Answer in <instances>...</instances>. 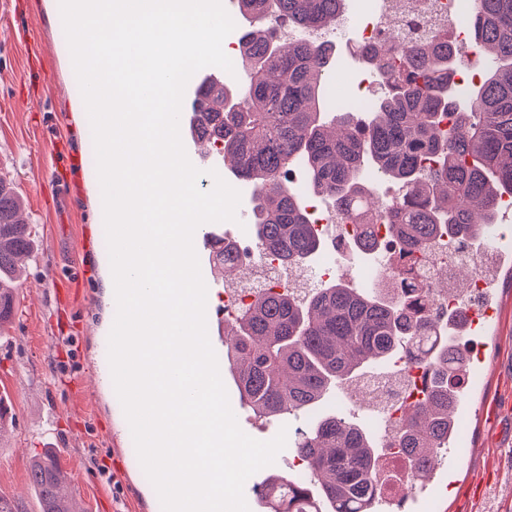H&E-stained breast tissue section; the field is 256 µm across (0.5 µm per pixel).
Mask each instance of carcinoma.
<instances>
[{"label": "carcinoma", "mask_w": 512, "mask_h": 512, "mask_svg": "<svg viewBox=\"0 0 512 512\" xmlns=\"http://www.w3.org/2000/svg\"><path fill=\"white\" fill-rule=\"evenodd\" d=\"M470 2L472 37L492 60L470 96L458 94L460 53L441 35L408 49L399 70L380 46L360 51L383 84L360 115L334 109L326 93L336 44L321 33L345 19L349 0H239L240 15L259 24L242 36L235 71L244 76L200 87L222 111L197 134L221 145L234 178L250 190L259 252L292 269L329 245L302 194L285 182L293 166L303 168L311 193L354 221L346 244L353 256L375 258L382 249L371 173L401 190L386 210L400 250L484 243L503 197L512 198V0ZM272 19L288 24L287 40L266 32ZM20 208L0 180V328L15 315L16 266L31 242ZM215 261L226 273L238 268L227 242ZM402 280L397 270L367 290L343 278L303 295L270 290L231 323V364L239 398L261 416L312 411L336 386L355 385L398 360L422 369V397L395 443L413 485L447 445L449 422L469 388L454 332L433 314L423 289L404 288ZM295 455L311 480L276 475L256 495L260 512H371L381 453L360 425L323 415L296 433ZM29 472L41 512H74L56 454L33 457Z\"/></svg>", "instance_id": "carcinoma-1"}]
</instances>
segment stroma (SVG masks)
<instances>
[{
    "instance_id": "35a3bbf8",
    "label": "stroma",
    "mask_w": 512,
    "mask_h": 512,
    "mask_svg": "<svg viewBox=\"0 0 512 512\" xmlns=\"http://www.w3.org/2000/svg\"><path fill=\"white\" fill-rule=\"evenodd\" d=\"M61 26L51 0L0 4V179L21 196V215L32 229L17 315L0 335V397L9 404L0 429V496L19 512H41L28 460L49 448L62 453L78 512H159L144 471L128 483L116 475L135 455L133 438L116 393L98 392L95 383L107 338L99 324L109 310L102 287L109 255L99 200L85 179L96 167L91 127L78 107L82 95ZM77 253L88 276L72 268ZM501 299L473 398L479 410L466 427L471 450L443 496L445 512H472L470 487L492 464L501 478L488 488L482 512L512 505V292ZM355 401L341 389L317 410L284 421L293 432L336 411L371 427L373 411L359 410Z\"/></svg>"
}]
</instances>
